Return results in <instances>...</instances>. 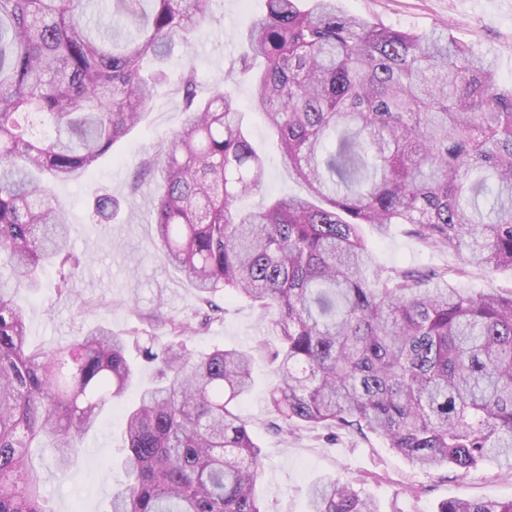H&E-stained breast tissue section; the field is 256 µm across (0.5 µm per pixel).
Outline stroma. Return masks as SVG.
Masks as SVG:
<instances>
[{
    "label": "stroma",
    "instance_id": "1",
    "mask_svg": "<svg viewBox=\"0 0 512 512\" xmlns=\"http://www.w3.org/2000/svg\"><path fill=\"white\" fill-rule=\"evenodd\" d=\"M341 5L348 14L396 30H448L474 52L492 57L503 78H512V0H341ZM261 6L262 0H212L213 22L189 50L174 52L171 76L194 65L197 95L207 97L229 61L242 52V31ZM182 117L179 98L159 95L142 123L99 161L88 181L54 185L55 197L69 211L73 228L68 248L79 266L70 297L58 296L54 267L42 272L39 290L21 293L32 346L54 348L99 325L120 334L135 330L166 341L170 334L163 317L187 315L198 307L195 289L154 244V227L146 214L150 185L136 193L130 190L139 161L180 127ZM244 122L253 143L266 155L264 192L303 194V185L289 176L263 117L249 112ZM102 189L121 202L109 224L100 223L93 211L94 195ZM364 234L375 262L382 266L423 271L457 261L448 252L425 247L404 224L392 226L384 236L369 226ZM220 304L223 317L207 333L185 336L190 350L248 349L273 341L268 319L248 302L225 297ZM274 380L266 364L257 363L254 387L239 403L261 450L257 489L266 512H309V486L323 476L355 482L379 512H437L442 502L455 497L512 498V468L494 462L483 463L464 477L450 466L427 474L412 468L370 433L305 427L288 434L277 432L266 402ZM124 420V403L104 412L84 441V460L63 477L55 473L45 452L33 449L32 465L41 475L53 512H107L113 491L128 482L119 464Z\"/></svg>",
    "mask_w": 512,
    "mask_h": 512
}]
</instances>
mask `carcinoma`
<instances>
[{"instance_id": "1", "label": "carcinoma", "mask_w": 512, "mask_h": 512, "mask_svg": "<svg viewBox=\"0 0 512 512\" xmlns=\"http://www.w3.org/2000/svg\"><path fill=\"white\" fill-rule=\"evenodd\" d=\"M264 2L247 54L199 100L194 68L173 82L166 64L207 25L211 0H109L94 19L90 0H0V512H53L31 448L67 471L138 373L130 339L108 327L29 349L16 295L56 260L57 291L72 293V223L51 186L88 178L166 91L184 120L132 193L152 177L156 244L205 309L161 318L171 340L141 346L159 379L127 406L131 483L109 512H266L259 446L236 410L252 355L177 341L218 320L227 293L273 315L281 431L369 432L426 472L512 460V291L453 284L469 267L512 270V86L448 33L395 30L339 0ZM240 77L254 84L246 104L231 90ZM245 109L263 115L306 195L261 192ZM116 206L96 195L100 218ZM366 224H409L460 264L378 266ZM310 495V512H378L349 480H319ZM438 512H512V499L454 498Z\"/></svg>"}]
</instances>
